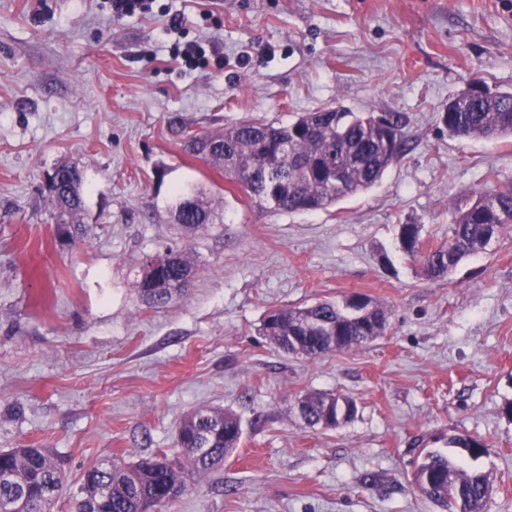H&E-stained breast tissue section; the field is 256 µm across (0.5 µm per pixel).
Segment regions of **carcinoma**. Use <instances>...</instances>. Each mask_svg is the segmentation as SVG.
<instances>
[{
	"label": "carcinoma",
	"mask_w": 512,
	"mask_h": 512,
	"mask_svg": "<svg viewBox=\"0 0 512 512\" xmlns=\"http://www.w3.org/2000/svg\"><path fill=\"white\" fill-rule=\"evenodd\" d=\"M440 120L448 135L459 139L494 140L512 136V92H487L476 100L459 96L448 103ZM398 137L397 146L365 113L341 107L306 112L287 124L244 120L219 134L193 135L187 153L224 170L244 193L268 211L302 212L327 209L374 186L384 172L409 149L403 118L387 115ZM83 175L73 166L61 171L50 191L59 213L58 240L73 246L88 235L76 216L84 208ZM453 221L448 242L419 254L414 251L418 226L404 224L399 233L402 250L418 259L433 278L448 275L460 261L486 250L493 237L512 225V186L485 191L476 199L450 202ZM176 223L197 229L210 218V206L200 191L180 196L172 208ZM194 263L185 251L167 267L153 272L142 264L134 283L142 302L167 305L189 286ZM387 316L373 306L370 315L346 317L343 307L323 301L310 306L275 309L263 320L262 333L285 354L320 359L343 349L363 346L384 334ZM301 418L309 425L328 423L336 407L352 401L326 392L300 397ZM240 419L220 408H202L180 423L177 445L183 459L166 455L145 457L132 465L107 458L83 474L74 498V512H157L170 503L168 493L187 489L189 475L208 476L224 466L239 447ZM64 470L47 448L0 451V512H44L51 496L62 487ZM412 483L440 512H482L487 477L467 471L450 455L431 451L416 465Z\"/></svg>",
	"instance_id": "carcinoma-1"
}]
</instances>
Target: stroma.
<instances>
[{
	"label": "stroma",
	"instance_id": "stroma-1",
	"mask_svg": "<svg viewBox=\"0 0 512 512\" xmlns=\"http://www.w3.org/2000/svg\"><path fill=\"white\" fill-rule=\"evenodd\" d=\"M181 25L171 29L170 18ZM194 41L188 67L175 44ZM480 79L512 91V0H0V450L47 448L70 487L108 457L177 458L206 407L242 422L238 449L161 512H439L414 462L451 453L487 474L483 512H512V229L444 278L400 248L401 225L447 241L452 198L512 184V136L449 138L440 115ZM343 106L396 112L410 150L325 210L259 209L187 136ZM84 175L85 242L61 248L46 174ZM213 221L181 233L178 191ZM187 246L196 274L166 308L140 302L144 258ZM362 294L388 325L362 347L286 355L273 309ZM353 400L307 426L310 392ZM484 440L473 459L450 438ZM112 16L124 18L151 10L152 0H110Z\"/></svg>",
	"mask_w": 512,
	"mask_h": 512
}]
</instances>
